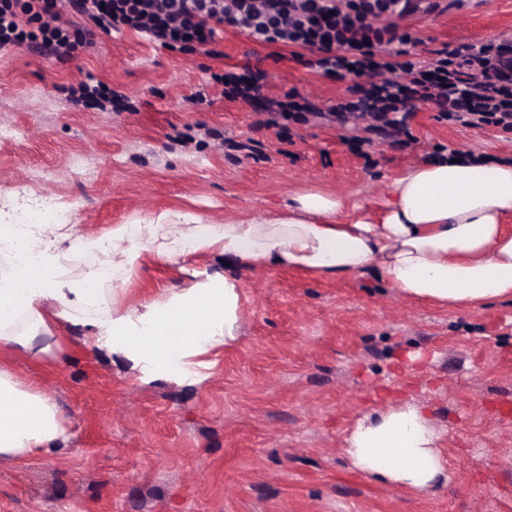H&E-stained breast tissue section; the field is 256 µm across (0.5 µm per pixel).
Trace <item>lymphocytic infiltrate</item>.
Segmentation results:
<instances>
[{
	"label": "lymphocytic infiltrate",
	"instance_id": "1",
	"mask_svg": "<svg viewBox=\"0 0 512 512\" xmlns=\"http://www.w3.org/2000/svg\"><path fill=\"white\" fill-rule=\"evenodd\" d=\"M440 0H0V48L25 43L49 58L71 56L74 45L61 14L82 21L85 46L97 33L134 31L163 48L216 44L225 29L253 42L307 49L309 66L324 75L356 78L349 96L319 108L297 92L269 101L258 120L313 116L361 121L365 131L397 136L404 116L431 104L469 128L512 132V47L458 44L434 62L407 59L399 43L404 19L432 13ZM40 21L25 30L21 15Z\"/></svg>",
	"mask_w": 512,
	"mask_h": 512
}]
</instances>
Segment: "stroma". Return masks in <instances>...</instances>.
Instances as JSON below:
<instances>
[{
    "label": "stroma",
    "mask_w": 512,
    "mask_h": 512,
    "mask_svg": "<svg viewBox=\"0 0 512 512\" xmlns=\"http://www.w3.org/2000/svg\"><path fill=\"white\" fill-rule=\"evenodd\" d=\"M407 31L418 61L461 41L512 43V0H450ZM96 41L63 60L0 48V225L31 193L55 196L79 242L61 259L63 277L96 279L121 306L187 287L189 269H226L219 254L147 260L114 289L111 252L80 245L113 225L166 210L247 220L306 188L371 204L399 173L447 153L512 159V133L463 127L422 104L389 146L331 117L254 130L256 112L285 92L321 108L348 94L353 77H323L302 48L232 30L215 56L133 31ZM246 67L263 74L257 99H225L217 76ZM83 82L120 99L105 109L76 101ZM75 154L83 167L71 165ZM231 272L243 299L238 334L199 355V379L146 383L86 344L104 307L38 337L44 354L0 355L66 428L57 451L0 458V512H512L511 298L478 310L410 300L374 269L330 280ZM405 401L425 407L447 467L429 489L383 482L345 453L359 418Z\"/></svg>",
    "instance_id": "obj_1"
}]
</instances>
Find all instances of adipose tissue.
<instances>
[{"instance_id": "1", "label": "adipose tissue", "mask_w": 512, "mask_h": 512, "mask_svg": "<svg viewBox=\"0 0 512 512\" xmlns=\"http://www.w3.org/2000/svg\"><path fill=\"white\" fill-rule=\"evenodd\" d=\"M340 199L308 191L285 211L247 222L210 224L194 218L179 249L168 246L170 213L112 227V264L130 273L151 256L174 264L180 256L218 253L238 265L288 267L325 278L378 266L400 295L480 307L512 297V161L491 165L461 158L408 169L383 205L338 223ZM68 232L29 237L39 264L0 280V347L33 351L50 323H74L102 303L95 279L75 284L57 272ZM187 288L127 307L113 306L94 325V344L130 361L143 377L191 376L194 358L235 339L241 292L228 275L192 270ZM24 332H9L18 316ZM65 429L44 396L0 369V458L22 459L57 449ZM354 466L406 489H427L445 475L436 436L423 407L402 403L358 421L345 440Z\"/></svg>"}]
</instances>
